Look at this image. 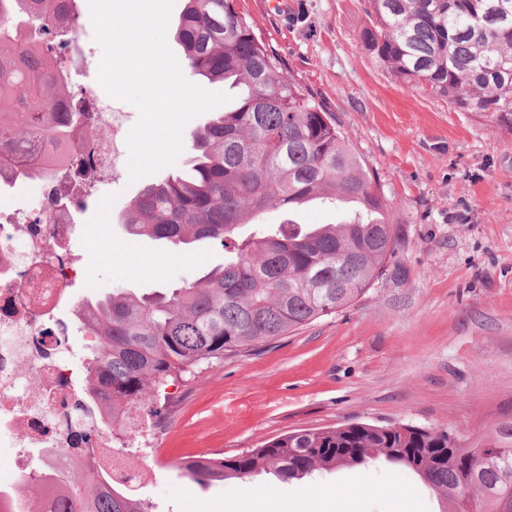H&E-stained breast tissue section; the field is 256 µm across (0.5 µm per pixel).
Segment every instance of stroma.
<instances>
[{"instance_id": "obj_1", "label": "stroma", "mask_w": 512, "mask_h": 512, "mask_svg": "<svg viewBox=\"0 0 512 512\" xmlns=\"http://www.w3.org/2000/svg\"><path fill=\"white\" fill-rule=\"evenodd\" d=\"M295 2L287 18L271 0L239 5L378 178L399 227L395 267L346 310L169 386L157 403L160 454L140 496L153 512H251L257 491L272 512H439L414 474L382 462L311 483L265 476L202 487L182 470L302 428L403 423L471 438L512 415V129L366 55L357 34L370 20L367 0ZM139 189L110 177L84 201L88 232L74 255L92 270L75 299L162 291L223 262L221 248L198 242L154 265L162 244L120 226Z\"/></svg>"}]
</instances>
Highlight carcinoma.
Wrapping results in <instances>:
<instances>
[{"label":"carcinoma","mask_w":512,"mask_h":512,"mask_svg":"<svg viewBox=\"0 0 512 512\" xmlns=\"http://www.w3.org/2000/svg\"><path fill=\"white\" fill-rule=\"evenodd\" d=\"M29 2L0 0V152L25 138L66 137L51 110L68 89L55 45L74 27L30 13ZM367 2L371 19L358 42L376 63L512 128V0ZM175 38L187 67L234 98L194 134L179 170L142 187L121 224L132 237L175 246L209 241L225 256L190 283L147 294L116 288L75 311L89 340L77 363L85 382L67 415L107 419L118 440L138 433L141 408L157 412L169 383L350 307L387 274L400 245L376 179L333 114L256 36L238 0H186ZM311 200L348 205L352 216L340 224L291 219ZM270 209L290 218L261 223ZM242 224L256 231L240 240ZM73 451L93 458L98 449L84 433ZM377 460L413 471L438 496L440 512H512L504 509L512 506V416L469 440L404 424L300 429L183 471L198 484L263 473L290 481ZM25 481L63 489L44 512H150L103 470L80 479L37 468ZM30 504L0 491V512H33Z\"/></svg>","instance_id":"cac0c4a2"}]
</instances>
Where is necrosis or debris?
<instances>
[{
    "instance_id": "1",
    "label": "necrosis or debris",
    "mask_w": 512,
    "mask_h": 512,
    "mask_svg": "<svg viewBox=\"0 0 512 512\" xmlns=\"http://www.w3.org/2000/svg\"><path fill=\"white\" fill-rule=\"evenodd\" d=\"M59 51L72 61L71 94L53 106L70 119L69 134L62 141L41 139L31 153L39 193L0 209V444L15 448L20 468L44 461L76 473L82 461L68 450L62 410L82 384L75 371L78 353L65 348L46 358L33 339L52 342L78 333L64 313L84 274L71 251L80 234V196L53 177L40 176L39 170L55 155L81 158L91 188L101 178L126 172V139L136 118L119 109L98 79L90 77V69L100 65L94 46L74 34L61 41ZM77 101L86 107L87 119H73ZM93 433L104 470L116 482L140 490L151 476L147 461L158 454L155 433L145 430L121 444L113 443L105 425L95 426Z\"/></svg>"
}]
</instances>
